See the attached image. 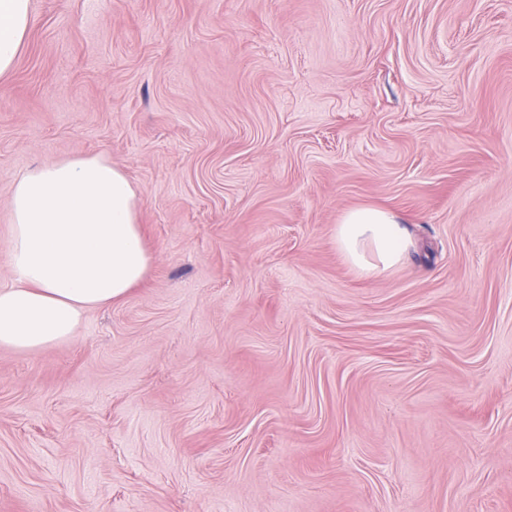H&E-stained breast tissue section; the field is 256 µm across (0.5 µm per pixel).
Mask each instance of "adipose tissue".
I'll use <instances>...</instances> for the list:
<instances>
[{
  "label": "adipose tissue",
  "instance_id": "adipose-tissue-1",
  "mask_svg": "<svg viewBox=\"0 0 512 512\" xmlns=\"http://www.w3.org/2000/svg\"><path fill=\"white\" fill-rule=\"evenodd\" d=\"M29 24L30 0H0V76L14 67ZM11 209L0 347L35 353L72 339L88 310L123 300L150 271L137 189L104 155L28 169L13 185ZM333 243L365 278L391 273L409 246L397 215L380 207L346 211Z\"/></svg>",
  "mask_w": 512,
  "mask_h": 512
}]
</instances>
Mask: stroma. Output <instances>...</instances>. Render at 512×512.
Instances as JSON below:
<instances>
[{"label":"stroma","instance_id":"1","mask_svg":"<svg viewBox=\"0 0 512 512\" xmlns=\"http://www.w3.org/2000/svg\"><path fill=\"white\" fill-rule=\"evenodd\" d=\"M96 154L153 264L0 348V512H512V0H31L0 285L14 178ZM333 243L358 275L380 278L395 270L409 246L397 215L380 207L346 211L333 230Z\"/></svg>","mask_w":512,"mask_h":512}]
</instances>
